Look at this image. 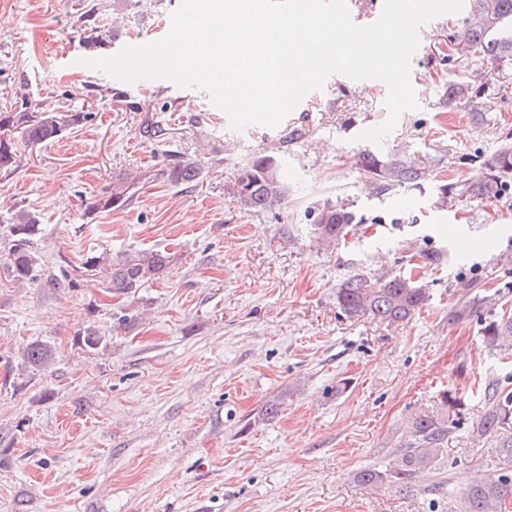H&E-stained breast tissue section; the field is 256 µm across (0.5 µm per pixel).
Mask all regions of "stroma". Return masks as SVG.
Segmentation results:
<instances>
[{
	"mask_svg": "<svg viewBox=\"0 0 512 512\" xmlns=\"http://www.w3.org/2000/svg\"><path fill=\"white\" fill-rule=\"evenodd\" d=\"M179 4L0 0V112L86 115L55 140L16 143L0 168V226L21 208L40 220L36 282L8 276L0 244V512H460L474 477L501 472L479 423L485 386L512 377V344L486 346L491 304L467 321L449 314L475 296L512 303V194L444 206L437 187L474 179L512 143V65L442 61L474 0L420 28L417 105L377 151L425 163L431 176L378 198L354 155L368 147L359 133L388 116L384 82L332 76L279 126L236 131L204 91L128 85L82 65L86 26L108 36L107 57L165 36ZM463 76L486 118L449 107L448 84ZM151 116L163 117V135L145 134ZM264 152L279 159L288 195L252 212L236 181ZM181 160L196 181H172ZM126 176L138 182L133 199L94 209ZM329 194L366 221L325 247L305 214ZM425 246L451 253L425 269L420 314L387 324L340 311L351 260L397 272ZM152 250L170 262L129 296L81 273L89 256L115 263ZM73 278L78 287H66ZM124 311L138 313L134 328L119 326ZM90 325L111 338L95 355L75 342ZM36 339L54 360L20 374L19 351ZM445 389L467 409L435 466L409 489L355 482L360 469L393 463L407 418L433 411ZM274 400L278 414L263 417Z\"/></svg>",
	"mask_w": 512,
	"mask_h": 512,
	"instance_id": "stroma-1",
	"label": "stroma"
}]
</instances>
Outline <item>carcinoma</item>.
<instances>
[{
  "instance_id": "obj_1",
  "label": "carcinoma",
  "mask_w": 512,
  "mask_h": 512,
  "mask_svg": "<svg viewBox=\"0 0 512 512\" xmlns=\"http://www.w3.org/2000/svg\"><path fill=\"white\" fill-rule=\"evenodd\" d=\"M512 23V0H477L476 10L466 22L461 35L450 36V43L460 42L474 57L497 63L512 61V33L495 35V25ZM473 96V88L466 83H448V103ZM85 119L81 112L61 113L45 110L35 115L28 112H0V167L13 163L15 149L6 133L21 130V138L28 145L41 144L59 136L63 130ZM354 165L371 186L376 197L390 196L401 188L418 186L425 178L422 168L395 156H383L369 150L355 154ZM484 177L478 182H445L438 187L439 199L461 202L471 198L498 199L512 189V146L502 147L496 154L483 160ZM177 182H191L198 176L191 164H179L172 170ZM237 194L250 209L266 211L281 201L286 194L280 177L278 159L270 154H258L248 163L238 178ZM131 184L125 179L113 182L112 191L96 200L94 208L110 210L127 204L133 197ZM307 217L311 233L324 245L345 238L353 224H365L367 219L353 205L343 199L326 198L309 208ZM37 217L29 211L18 210L8 225L10 247L7 271L19 282L37 280V260L32 251L33 239L39 233ZM446 252L429 247L420 251L423 269L444 263ZM169 263L162 251L138 253L112 266L109 283L112 293L134 294L138 288L160 273ZM352 272L336 288V303L349 318L369 315L380 322H403L420 312L429 301L427 286L413 275L382 273L363 270L358 260L350 262ZM482 298L460 303L451 312L454 321L470 319ZM484 342L495 347L504 338L512 337V310L502 307V314L488 321L483 329ZM76 344L89 354L106 349L109 338L97 327L89 326L76 336ZM50 343L35 340L28 343L21 354V368L32 373L45 370L53 359ZM488 408L481 420L480 432L491 439L503 463L502 474L495 479L477 477L463 494L462 512H505L512 501V387L499 381L484 389ZM464 400L450 390L440 393L437 410L417 414L410 421L408 448L384 470L363 468L356 472V482L375 488L386 485L409 487L418 474L430 468L438 459L441 445L458 428L464 415Z\"/></svg>"
}]
</instances>
